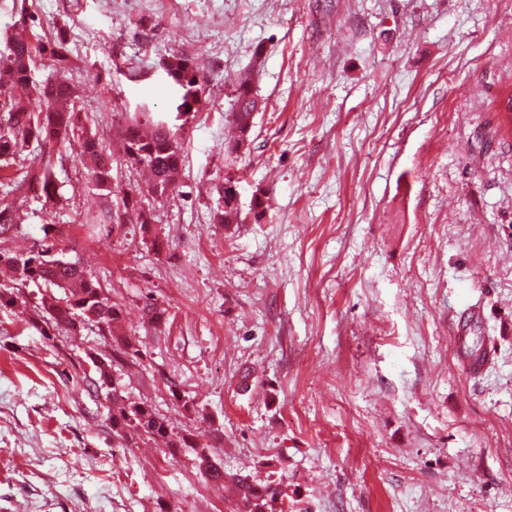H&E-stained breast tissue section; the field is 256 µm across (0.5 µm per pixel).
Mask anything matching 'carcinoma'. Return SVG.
Wrapping results in <instances>:
<instances>
[{
  "mask_svg": "<svg viewBox=\"0 0 512 512\" xmlns=\"http://www.w3.org/2000/svg\"><path fill=\"white\" fill-rule=\"evenodd\" d=\"M0 174L9 179V169L15 164L23 146L31 141L49 144L62 142L77 149L86 176L95 183L100 196L109 200L112 187V154L98 136L86 131L76 115L77 95L66 73L74 67L76 57L66 38L58 29L51 35L39 33L22 14L14 24V32L5 33L0 41ZM48 55L56 76L42 83L34 79L37 59ZM162 68L178 90L171 112H155L147 104L134 113L121 134L124 162L143 168L150 174L148 193L155 198L167 197L178 188L183 162V134L190 119L199 111L205 93V80L199 64L183 54L171 53L163 59ZM43 102L44 108L30 107L31 97ZM233 123L238 135L224 142V154L231 156L249 146L257 99L252 74L240 77L235 90ZM14 189L23 190L49 201L63 197L51 166L14 182ZM132 203L131 194L123 192L116 208L100 215H83L85 224H120ZM211 221L229 227L245 223L241 207L224 200L212 212ZM23 219L4 202H0V241ZM53 246L43 243L27 253L11 254L0 247V265L12 272L11 278L0 283V306L16 301L15 281L21 284L56 287L60 296L43 302V319L48 325L63 327L76 334L81 325L92 322L99 335L108 338L128 358H140L141 349L125 336L114 334L113 327L123 316V307L112 301L100 281L89 274L79 262L50 256ZM93 375L80 377V382L112 391L110 421L112 432L125 435L131 431L141 439L160 442L168 448H190L197 468L212 482L224 487L233 504V512H288V490L284 479L254 483L247 476L230 475L215 460L213 445L202 443L193 431L175 430L171 419L158 413L146 401H131L113 381L111 359L90 356Z\"/></svg>",
  "mask_w": 512,
  "mask_h": 512,
  "instance_id": "obj_1",
  "label": "carcinoma"
}]
</instances>
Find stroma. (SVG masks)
Masks as SVG:
<instances>
[{
	"label": "stroma",
	"instance_id": "obj_1",
	"mask_svg": "<svg viewBox=\"0 0 512 512\" xmlns=\"http://www.w3.org/2000/svg\"><path fill=\"white\" fill-rule=\"evenodd\" d=\"M24 10L65 29L112 151L114 114L171 108L164 57L206 80L179 192L142 197L154 223H74L103 200L62 144H26L14 171L53 165L65 209L0 184L23 219L8 249L53 236L123 304L127 396L225 472L283 474L299 512H512V0H0V36ZM247 70L261 107L228 157ZM229 172L241 207L267 193L260 222H211ZM39 304L22 288L0 308V512H231L188 449L113 433L107 390L77 383L111 347L40 335Z\"/></svg>",
	"mask_w": 512,
	"mask_h": 512
}]
</instances>
